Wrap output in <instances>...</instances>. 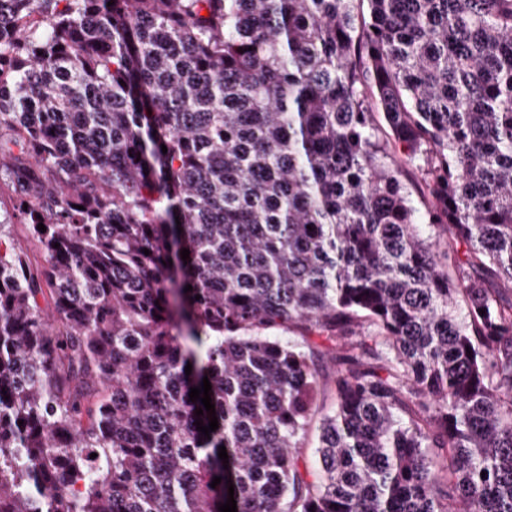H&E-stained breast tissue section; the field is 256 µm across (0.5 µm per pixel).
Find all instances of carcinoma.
<instances>
[{"mask_svg":"<svg viewBox=\"0 0 512 512\" xmlns=\"http://www.w3.org/2000/svg\"><path fill=\"white\" fill-rule=\"evenodd\" d=\"M0 171V512H512V0H0ZM390 149L395 153L399 165V178L410 194L412 205L418 216L424 215L432 204L424 174V160L409 159L399 145L390 139ZM15 208L11 185L6 176L2 175L0 178V222L7 224L4 230L9 233L11 244L17 250L26 253L33 266L45 265L46 256L28 236L24 224L19 223V215Z\"/></svg>","mask_w":512,"mask_h":512,"instance_id":"carcinoma-1","label":"carcinoma"}]
</instances>
